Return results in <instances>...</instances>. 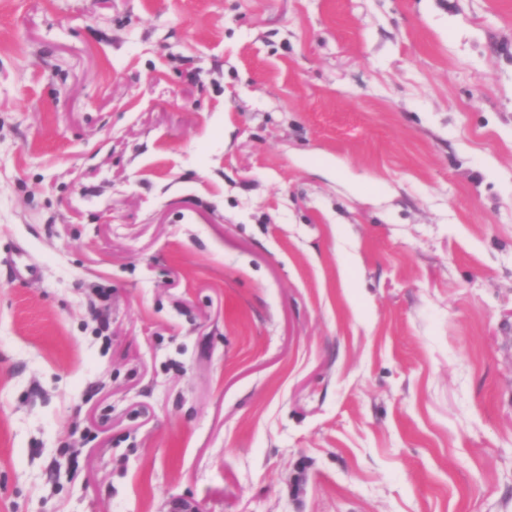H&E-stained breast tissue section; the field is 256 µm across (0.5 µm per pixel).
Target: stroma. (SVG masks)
<instances>
[{"instance_id":"obj_1","label":"stroma","mask_w":512,"mask_h":512,"mask_svg":"<svg viewBox=\"0 0 512 512\" xmlns=\"http://www.w3.org/2000/svg\"><path fill=\"white\" fill-rule=\"evenodd\" d=\"M0 512H512V0H0Z\"/></svg>"}]
</instances>
